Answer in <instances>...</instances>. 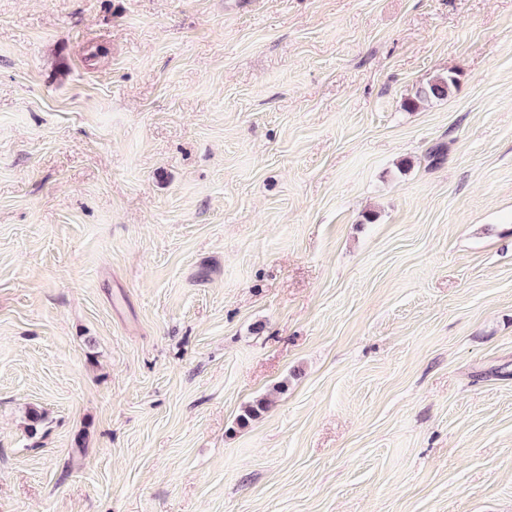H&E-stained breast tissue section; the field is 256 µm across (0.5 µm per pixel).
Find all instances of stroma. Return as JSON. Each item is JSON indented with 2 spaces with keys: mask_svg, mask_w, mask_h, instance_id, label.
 <instances>
[{
  "mask_svg": "<svg viewBox=\"0 0 512 512\" xmlns=\"http://www.w3.org/2000/svg\"><path fill=\"white\" fill-rule=\"evenodd\" d=\"M0 512H512V0H0ZM456 82V79L451 75H438L434 77L417 90L415 99L410 102L411 106L416 107L417 103L429 99L446 98L451 88L456 85Z\"/></svg>",
  "mask_w": 512,
  "mask_h": 512,
  "instance_id": "stroma-1",
  "label": "stroma"
}]
</instances>
